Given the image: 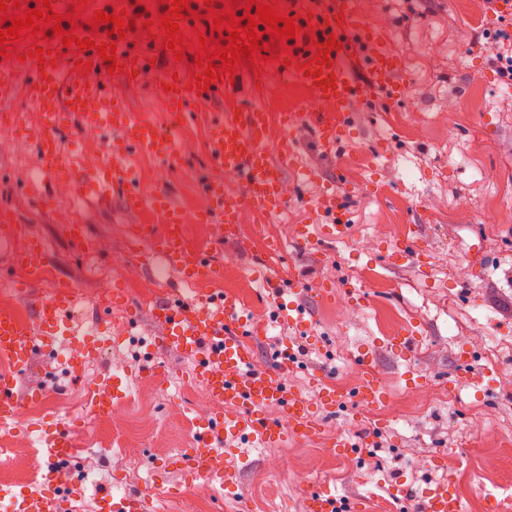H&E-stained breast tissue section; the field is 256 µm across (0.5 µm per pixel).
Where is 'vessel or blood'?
<instances>
[{
  "instance_id": "1",
  "label": "vessel or blood",
  "mask_w": 512,
  "mask_h": 512,
  "mask_svg": "<svg viewBox=\"0 0 512 512\" xmlns=\"http://www.w3.org/2000/svg\"><path fill=\"white\" fill-rule=\"evenodd\" d=\"M321 30L324 38L316 47L326 51V59L310 66L288 67L293 83L314 101V111L306 113L296 104L280 112L281 135L276 140L269 136L267 114L256 104L242 103L232 92L228 75L205 82L197 89L191 87L189 79L179 76V67L173 64L160 79L167 87L163 98L178 120L191 119L190 102L215 97L224 102L223 111L214 113L208 123V143L214 166L233 177L240 189L229 192L223 180L205 179L202 193L208 207L201 220L223 225L225 239L237 237L244 217H251L256 224L267 223L287 197L317 179L314 168L298 163L296 136L302 130H311L317 146L332 153L347 140L350 116L356 106L374 101L387 110L406 103L408 82L400 76L401 59L386 44L381 29L359 18L355 0H331ZM330 35L335 36L337 48H329L326 38ZM77 37V44L68 47L55 37L28 43V50H48L55 53L56 59L49 67L35 58L25 59L22 65L34 79L28 100L40 116L37 125L27 128L41 159L42 189L35 197L36 204L42 210H54V188L59 184L92 201H106L113 192H120L125 212L137 224L132 237L146 246L137 257L138 264L148 266L155 259H162L180 271L184 284L196 286L195 295L177 294L154 308V319L161 329L155 344L179 354L198 356L193 373L196 383L212 401L224 407L223 413L200 420L192 445L178 458L180 469L196 479L232 482L234 475L224 464L228 442L244 438L264 448H276L290 434L314 436L320 425L306 400L288 394L283 385L282 377L288 370L293 349L275 350L274 367L257 365L253 343L265 336V323L256 321L238 296L218 297L202 290L203 282L221 276V267L213 263L203 247L184 237V215L170 195L159 192L148 197L139 189L132 157L148 154L164 162L174 161L179 154L174 136L137 117L106 87L103 75L107 63L95 50L100 37L86 29L78 32ZM84 39L91 40L92 49L79 48V41ZM110 43L116 48L114 59L122 80L133 86L145 84L150 78L147 60L129 53L120 35H112ZM18 66L12 61H0L1 105L15 98ZM71 114L79 117L85 131L106 134V162L85 168L65 161L60 130L65 117ZM348 209L347 201L333 198V221L320 225L318 231L323 239L337 242L347 237ZM156 220L166 226L159 236L150 228ZM16 238L27 239L28 246L13 253L14 265L34 274L44 270L49 264L46 247L13 211L1 208L0 242ZM306 286V281L298 277L272 285L277 316L289 322H302L304 312L293 297ZM79 299L78 289L66 285L40 298L32 316L24 318L13 308L0 307L1 426L20 416L21 401L36 402L42 398L36 391L22 399L16 393L18 381L33 368L37 351L53 347L58 338L66 336L75 347L78 362L99 357L101 340L69 334L68 315ZM357 367L360 380L353 393H342L331 384L322 383L320 399L326 409L349 401L374 405L386 399L371 359L359 356ZM123 396L121 378L112 375L90 392L88 400L95 414L105 415ZM273 405L283 407L287 425L272 423L261 416V408ZM38 440L53 475L79 452L75 425L53 415L41 427ZM96 499L99 512H150L148 495L135 490H102ZM4 500L9 503L8 512L65 509L61 487L56 483L40 491L32 490L26 483L1 485L0 501ZM418 512H466V507L454 488L448 486L429 492Z\"/></svg>"
}]
</instances>
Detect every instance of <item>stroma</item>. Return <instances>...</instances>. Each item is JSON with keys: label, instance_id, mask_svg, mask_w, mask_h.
Wrapping results in <instances>:
<instances>
[{"label": "stroma", "instance_id": "obj_1", "mask_svg": "<svg viewBox=\"0 0 512 512\" xmlns=\"http://www.w3.org/2000/svg\"><path fill=\"white\" fill-rule=\"evenodd\" d=\"M355 5L401 57L411 79L405 108L358 106L349 140L333 154L316 150L308 133L299 134L300 160L317 169L319 181L288 200L269 223H244L230 242L216 225L197 220L207 206L198 182L219 174L206 137L211 107L196 106L193 121L177 124L150 89L106 77L137 115L177 134L178 161L133 156L139 185L148 194L168 192L185 215L186 234L222 267L212 291L239 296L256 320L266 322L267 333L256 344L258 364L271 366L275 348H299L283 381L288 393L306 399L320 432L307 440L287 437L278 448L228 451L225 464L236 478L224 486L161 466L160 457L189 447L196 432V358L152 350L159 329L141 297L149 290L158 300L175 290L188 296L192 289L162 261L148 271L136 267L128 236L132 220L120 198L101 204L60 190L61 206L75 212L95 242L93 254L83 253L52 213L34 209L37 153L32 141L12 137L0 148V204L13 206L42 238L50 263L42 276L31 277L0 254V306L28 312L51 288L76 284L82 299L71 324L86 336L118 319L105 302L109 288L128 289L129 301L119 318L123 339L109 341L81 369L48 364V351H37L36 366L20 385L41 391L44 400L33 416L0 425V483L23 478L43 484L44 461L34 438L54 413L80 428L81 451L66 468L82 482L72 512H98L96 488L118 485L149 492L151 512H306L315 485L341 502L366 497L365 512H393L450 481L483 497L512 496V463L504 454L512 449V87L501 83L492 65L512 45V18L487 10L483 0ZM162 44L160 30L145 28L143 20L129 31L130 50L152 59L159 73L170 64ZM282 63L275 56L240 66L237 93L249 97L254 84H263L259 105L273 116L294 104L298 93ZM66 125V160L82 167L101 163V138L79 132L74 120ZM380 143L391 145L393 154L381 168L372 153ZM340 172L352 200L349 236L339 243L317 236L300 243L297 226L305 223L306 211L327 212L324 184ZM374 179L389 187L387 198L369 193ZM417 216L423 219L422 262L400 250L401 228ZM292 274L330 291L322 300L299 295L313 320L308 328L277 320L263 286L264 279ZM352 286L365 291L355 315L340 308ZM408 328L420 334L418 346L409 352L390 347L388 336ZM360 354L372 358L388 405L370 415L349 403L324 410L314 375L351 391L359 381ZM112 374L121 377L128 397L110 416L88 423L89 389ZM436 388L449 392L451 401H431ZM333 438L358 448L336 455L328 448ZM486 468L498 470L497 483L479 479Z\"/></svg>", "mask_w": 512, "mask_h": 512}]
</instances>
